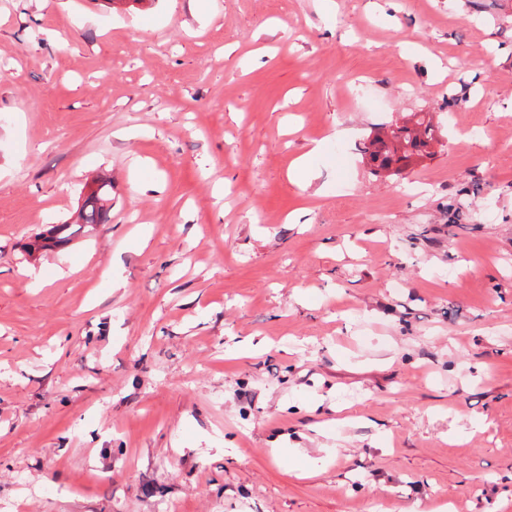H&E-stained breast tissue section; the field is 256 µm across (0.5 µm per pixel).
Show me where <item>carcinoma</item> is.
<instances>
[{"label": "carcinoma", "mask_w": 512, "mask_h": 512, "mask_svg": "<svg viewBox=\"0 0 512 512\" xmlns=\"http://www.w3.org/2000/svg\"><path fill=\"white\" fill-rule=\"evenodd\" d=\"M391 143L368 153L375 170L400 169L415 156L429 154L430 144L436 140V130L431 120L422 116L409 127L397 125L390 130ZM112 182L106 177L98 180L96 188L80 207V219L86 224H103L108 221L107 203L110 201ZM81 229L79 224H58L49 235L42 237L41 246L48 247L68 242Z\"/></svg>", "instance_id": "1"}]
</instances>
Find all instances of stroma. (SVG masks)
Returning a JSON list of instances; mask_svg holds the SVG:
<instances>
[{"mask_svg": "<svg viewBox=\"0 0 512 512\" xmlns=\"http://www.w3.org/2000/svg\"><path fill=\"white\" fill-rule=\"evenodd\" d=\"M1 50L0 512H512V0H0ZM391 143L384 145L383 149L365 153L374 166L375 171H398L404 164L411 161L413 156L430 154V144L436 140V130L430 118L421 116L413 127L395 125L390 130ZM112 182L100 177L96 188L84 200L80 210V219L84 224H103L108 221L107 203L111 200ZM78 210V211H79Z\"/></svg>", "mask_w": 512, "mask_h": 512, "instance_id": "obj_1", "label": "stroma"}]
</instances>
